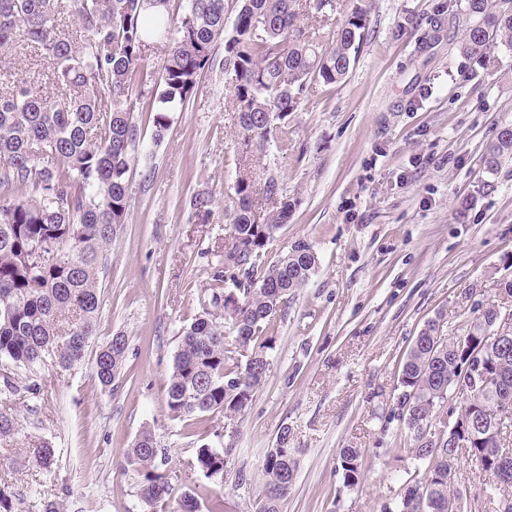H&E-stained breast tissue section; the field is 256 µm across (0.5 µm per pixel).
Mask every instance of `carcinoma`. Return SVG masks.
<instances>
[{"label": "carcinoma", "mask_w": 512, "mask_h": 512, "mask_svg": "<svg viewBox=\"0 0 512 512\" xmlns=\"http://www.w3.org/2000/svg\"><path fill=\"white\" fill-rule=\"evenodd\" d=\"M228 20L226 0H189L174 16L171 0H0V63L21 45L44 52L58 96L41 93L28 77L11 74L0 84V196L30 187L33 194L0 202V361L34 372L51 356L68 369L80 361L95 336L100 310L98 273L107 246L125 224L131 164L141 144L134 112L146 100L154 136L168 127L167 113L184 105L202 72L219 64L228 79L237 137L247 169L236 177L224 208L230 225L223 255L214 263V288L202 314L183 331L167 384L172 417L205 413L242 414L270 369V322L288 293L303 287L318 267L305 240L294 242L266 264L265 247L288 222V198L278 180L256 178L266 146L316 83L332 84L349 73L366 28L355 8L337 27L336 0H235ZM465 15L468 26L459 49L482 62L497 47L512 51V0H464L448 4V19ZM77 23L76 42L66 17ZM165 48L161 76L148 52ZM224 56L216 60L217 44ZM512 159V125L500 129L485 157L487 173ZM45 164H40V161ZM224 305L227 325L209 308ZM497 316L488 304L473 312L464 341L443 334L442 315L427 321L404 356L398 377L408 430L402 458L413 464L381 512H468V499L449 492L456 483L461 453L479 458L486 482L482 496H512V461H499V433L512 438V342L491 352L482 333ZM247 352L246 360L224 354V330ZM128 350V338L111 336L95 352L99 383L112 386ZM475 352L501 380L466 399L462 415L473 420L468 448L425 439L440 414L443 393L457 375L464 352ZM29 458L48 469L55 449L40 442ZM233 449L203 444L186 469L207 480L224 475ZM296 449L288 427L280 428L263 469L265 494L258 512H280L292 488ZM158 446L142 433L124 453L127 468L140 478V496L152 512H199L195 496L171 498L172 475L156 464ZM347 486L358 484L363 451L339 450Z\"/></svg>", "instance_id": "1"}]
</instances>
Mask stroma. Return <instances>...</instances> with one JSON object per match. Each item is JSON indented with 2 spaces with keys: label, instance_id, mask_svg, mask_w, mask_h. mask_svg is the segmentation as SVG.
I'll list each match as a JSON object with an SVG mask.
<instances>
[{
  "label": "stroma",
  "instance_id": "stroma-1",
  "mask_svg": "<svg viewBox=\"0 0 512 512\" xmlns=\"http://www.w3.org/2000/svg\"><path fill=\"white\" fill-rule=\"evenodd\" d=\"M368 22L356 61L339 83L311 85L266 152L288 198L287 224L267 245L274 262L303 239L319 265L268 327L270 372L244 414L171 416L166 388L180 335L202 309L210 254L224 248V205L241 148L238 117L220 68L203 72L184 107L154 140L144 107L143 143L129 173L125 223L99 275L96 340L129 347L113 387L94 372V350L69 369L45 359L29 373L0 362L20 385L18 423L0 440V485L13 512H152L139 478L123 470L126 448L145 431L174 476V496L201 489L224 512H257L264 453L280 428L297 451L293 488L280 512H380L405 477L396 460L407 431L391 420L397 370L425 322L442 312L446 334L470 303L500 302L512 283V160L479 194L484 156L512 124V52L487 63L461 56L464 23L449 24L444 0H336ZM211 200L198 219L195 195ZM38 382L31 397L22 387ZM223 433L235 453L220 479L184 464ZM56 450L51 470L29 459L35 441ZM363 451L356 486L338 468L341 448Z\"/></svg>",
  "mask_w": 512,
  "mask_h": 512
}]
</instances>
